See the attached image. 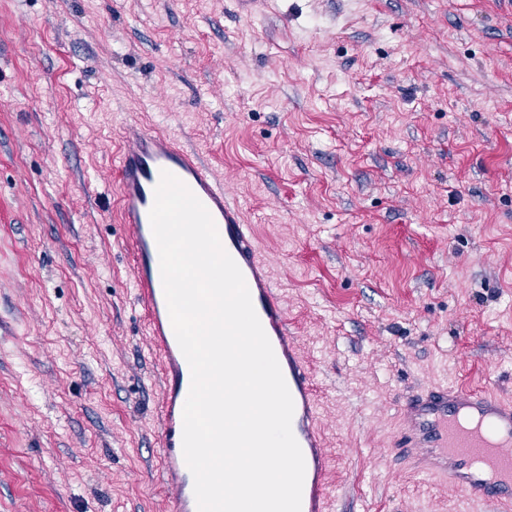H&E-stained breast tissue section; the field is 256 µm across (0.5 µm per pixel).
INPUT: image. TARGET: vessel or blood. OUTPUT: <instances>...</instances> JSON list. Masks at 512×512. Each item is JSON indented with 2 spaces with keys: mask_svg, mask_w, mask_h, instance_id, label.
<instances>
[{
  "mask_svg": "<svg viewBox=\"0 0 512 512\" xmlns=\"http://www.w3.org/2000/svg\"><path fill=\"white\" fill-rule=\"evenodd\" d=\"M180 179L211 214L225 251L241 270L294 402L292 432L305 461L301 512H327L328 457L317 429L312 373L288 329V312L261 260L252 225L202 160L170 136L131 129L118 161L122 222L130 231L138 301L163 368L165 393L158 433L161 477L171 489V512H197L194 478L183 447V408L191 371L177 342L164 295L160 257L149 212L163 172ZM391 451L415 459L419 472L447 478L470 503L512 512V402L491 390L443 383L403 398Z\"/></svg>",
  "mask_w": 512,
  "mask_h": 512,
  "instance_id": "obj_1",
  "label": "vessel or blood"
}]
</instances>
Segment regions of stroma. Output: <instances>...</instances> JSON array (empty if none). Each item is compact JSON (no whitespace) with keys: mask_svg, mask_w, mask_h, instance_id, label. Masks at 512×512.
Wrapping results in <instances>:
<instances>
[{"mask_svg":"<svg viewBox=\"0 0 512 512\" xmlns=\"http://www.w3.org/2000/svg\"><path fill=\"white\" fill-rule=\"evenodd\" d=\"M132 126L254 226L329 512H496L389 437L409 390L512 400V0H0V512H167Z\"/></svg>","mask_w":512,"mask_h":512,"instance_id":"35a3bbf8","label":"stroma"}]
</instances>
